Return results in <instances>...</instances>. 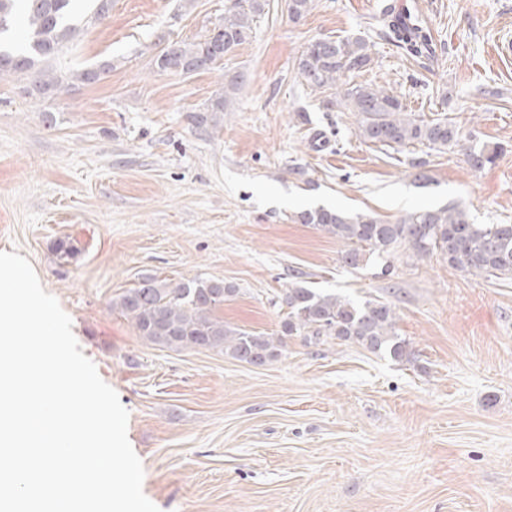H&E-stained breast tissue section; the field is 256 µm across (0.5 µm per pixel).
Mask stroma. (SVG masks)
I'll return each instance as SVG.
<instances>
[{"instance_id":"stroma-1","label":"stroma","mask_w":512,"mask_h":512,"mask_svg":"<svg viewBox=\"0 0 512 512\" xmlns=\"http://www.w3.org/2000/svg\"><path fill=\"white\" fill-rule=\"evenodd\" d=\"M225 0H109L46 70L111 62L94 84L49 99L0 76V251L26 257L129 412L143 492L160 512H512V277H475L440 254L399 253L389 273L353 268L335 238L296 221L316 206L406 212L457 204L512 224V0H397L430 28L414 60L377 33L389 0H314L300 21L271 0L218 71L160 74L163 40L221 23ZM362 36L361 82L462 130L445 152L382 146L303 85L317 38ZM236 76L218 128L189 116ZM497 147L471 169L474 145ZM61 239L77 254L60 259ZM145 275L235 287L225 323L270 336L280 291L303 282L390 301L415 352L397 363L355 344L285 338L255 367L138 336L112 301Z\"/></svg>"}]
</instances>
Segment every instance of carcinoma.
I'll use <instances>...</instances> for the list:
<instances>
[{"label": "carcinoma", "mask_w": 512, "mask_h": 512, "mask_svg": "<svg viewBox=\"0 0 512 512\" xmlns=\"http://www.w3.org/2000/svg\"><path fill=\"white\" fill-rule=\"evenodd\" d=\"M313 0H288L289 17L297 22L312 8ZM270 0H228L222 23L191 42L167 40L154 59L159 73L186 75L214 70L224 57L253 37L259 19L268 13ZM76 0H0V74L31 78L28 93L47 98L62 89L61 80L38 68L73 41L80 28L75 22ZM377 23L386 35L413 58L433 53L432 35L409 12L385 10ZM371 62L370 42L357 37L309 42L296 59L298 77L313 91L344 87L342 99L324 100L332 110L343 106L357 117L358 135L366 141L391 146L421 144L445 151L458 144L459 130L446 119L426 120L406 111L390 90L353 83L350 77ZM111 68L87 66L72 72L84 84H93ZM238 77L224 82L202 109L191 115L196 127H216L226 101L238 90ZM498 149L484 145L469 150L467 162L475 169L494 163ZM302 224L334 237L344 246L342 260L356 267L366 255L386 258L403 248L417 259L439 253L448 264L471 276H512V224H476L458 205L415 210L395 224L363 213L319 207L304 210ZM236 291L222 280L192 279L165 283L145 276L112 300V307L130 320L144 340L169 349H215L250 364H265L280 355L284 336H320L356 344L397 362H410L415 353L396 330L391 302L379 298L354 301L347 296L304 285L285 289L281 302L288 308L280 334L268 336L224 323L217 310Z\"/></svg>", "instance_id": "cac0c4a2"}]
</instances>
